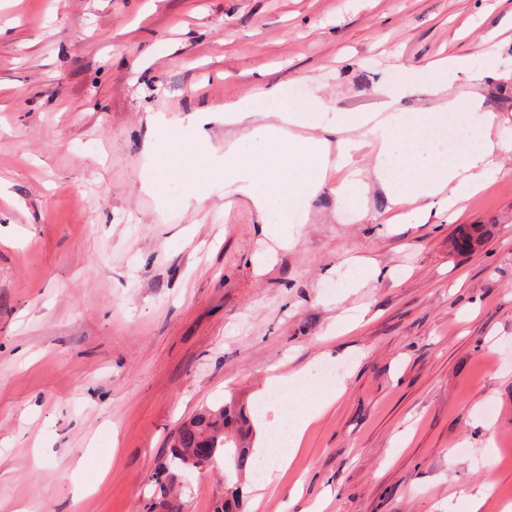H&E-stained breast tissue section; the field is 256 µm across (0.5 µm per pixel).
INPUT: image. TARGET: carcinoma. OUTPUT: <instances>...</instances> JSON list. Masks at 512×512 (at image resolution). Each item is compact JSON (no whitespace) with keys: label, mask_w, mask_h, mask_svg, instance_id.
Wrapping results in <instances>:
<instances>
[{"label":"carcinoma","mask_w":512,"mask_h":512,"mask_svg":"<svg viewBox=\"0 0 512 512\" xmlns=\"http://www.w3.org/2000/svg\"><path fill=\"white\" fill-rule=\"evenodd\" d=\"M250 432L249 419L242 407L234 403H226L219 408L206 409L191 421L183 424L176 432L171 445L172 461L185 467H196L198 462L195 449L206 445L214 449L209 466H224V482L229 483L232 477L240 475L248 464V448L246 439ZM182 482V476L165 470L164 477L156 481L155 494L160 504H165L168 492ZM238 486L228 489L224 501L214 508V512H238Z\"/></svg>","instance_id":"carcinoma-1"}]
</instances>
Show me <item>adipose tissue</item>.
Returning <instances> with one entry per match:
<instances>
[{
	"label": "adipose tissue",
	"instance_id": "adipose-tissue-1",
	"mask_svg": "<svg viewBox=\"0 0 512 512\" xmlns=\"http://www.w3.org/2000/svg\"><path fill=\"white\" fill-rule=\"evenodd\" d=\"M467 66V59L457 57L430 63L383 88V113L339 112L329 125L322 121L329 105L316 93L304 101L290 100L276 87L208 106L206 115L228 126L250 116L261 120L220 153L204 130L186 142L154 114L147 118L159 131L151 153L156 164L177 167L188 197L197 204H205L220 183L225 193L247 197L261 223L274 218L284 224L305 211L321 190L332 156L347 162L354 152L371 147L376 151L374 174L400 221L417 223L427 214L426 200L452 206L459 193H477L500 172L499 157L512 152V137L503 134L492 112L484 113L473 147L460 153L449 145L448 127L459 102L446 98L445 76ZM419 85L439 98V105L402 108V100Z\"/></svg>",
	"mask_w": 512,
	"mask_h": 512
}]
</instances>
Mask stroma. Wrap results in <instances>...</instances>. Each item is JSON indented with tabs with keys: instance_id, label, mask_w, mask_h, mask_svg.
I'll return each instance as SVG.
<instances>
[{
	"instance_id": "35a3bbf8",
	"label": "stroma",
	"mask_w": 512,
	"mask_h": 512,
	"mask_svg": "<svg viewBox=\"0 0 512 512\" xmlns=\"http://www.w3.org/2000/svg\"><path fill=\"white\" fill-rule=\"evenodd\" d=\"M448 56L469 62L449 96L512 130V0H0V512H147L171 435L232 399L240 512H468L489 451L482 512L512 504V153L457 222L395 224L380 188L336 200L361 150L281 225L289 249L247 198L141 179L148 115L188 140L194 110L276 83L377 112L401 68ZM322 368L346 384L327 408ZM317 406L255 503L272 435ZM186 477L180 512H213L221 472ZM495 463L496 462L493 454L488 453L484 459L487 481L479 488L475 494L469 495L468 499L470 512H479L482 509L486 499L488 498L490 491L493 488Z\"/></svg>"
}]
</instances>
